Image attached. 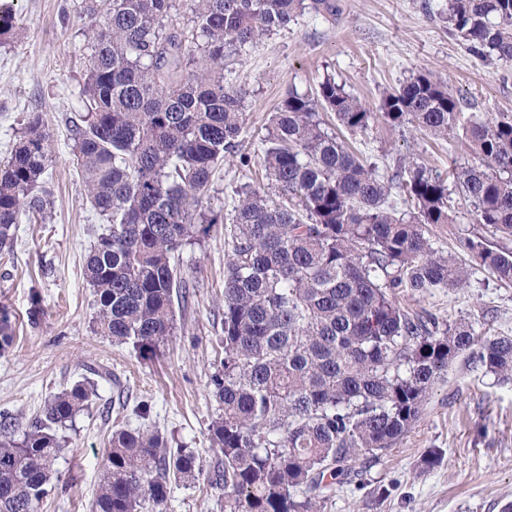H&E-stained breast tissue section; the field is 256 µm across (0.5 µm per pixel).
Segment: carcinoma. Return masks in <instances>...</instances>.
<instances>
[{
  "label": "carcinoma",
  "instance_id": "carcinoma-1",
  "mask_svg": "<svg viewBox=\"0 0 512 512\" xmlns=\"http://www.w3.org/2000/svg\"><path fill=\"white\" fill-rule=\"evenodd\" d=\"M173 8L174 0L82 5L91 52L72 154L111 224L86 263L93 332L141 358L174 335V297L187 296L176 253L218 222L204 197L219 166L251 163L241 139L248 91L224 86V71L300 16L336 12L331 0H193L179 29ZM444 19L474 54L512 64V0H447ZM17 31L16 14L0 6V43ZM461 110L432 74L383 92L373 108L327 74L314 96L292 90L272 116L259 157L270 186L237 190L230 214L224 357L209 381L220 405L209 439L224 456L209 480L224 491V512H321L337 486L365 488L462 354L512 381V336L402 303L465 288L477 267L512 284V248L468 237L466 263L429 237L433 226L458 223L455 189L472 223L512 237V116L464 127L473 158L454 163L451 183L415 159L378 173L321 116L333 113L351 134L382 121L446 138ZM54 155L35 111L0 166V252L12 250L22 217L45 210L35 187ZM395 186L412 209H397ZM96 396L85 377L53 394L21 435L0 425V512H36L55 491L62 432ZM202 473L192 450L172 449L158 431L116 429L93 512H156L172 482Z\"/></svg>",
  "mask_w": 512,
  "mask_h": 512
}]
</instances>
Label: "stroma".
<instances>
[{
  "mask_svg": "<svg viewBox=\"0 0 512 512\" xmlns=\"http://www.w3.org/2000/svg\"><path fill=\"white\" fill-rule=\"evenodd\" d=\"M446 3L336 0L335 16L304 15L236 59L231 80L248 90L247 151L257 148L289 89L314 93L327 73L373 104L383 90L433 72L463 99L462 121L512 115V65L486 61L449 33L442 19ZM80 6L81 0H14L22 28L0 44V163L9 159L31 110L41 112L55 144L42 183L49 205L42 215L22 218L12 254L0 260V310L13 326L12 343L0 349V413L22 433L50 394L81 379L85 366L104 367L111 380H98L96 398L66 430L68 443L54 465V478L67 491L48 496L37 512H93L108 438L117 428L140 426L157 429L170 447L193 450L203 464L197 480L174 484L160 512H224L221 491L207 484L222 460L208 436L219 409L209 377L222 356L216 340L232 233L228 215L236 189L257 183L261 169L229 161L216 173L205 204L219 222L179 253L194 292L187 306L176 307L175 334L156 357L136 358L95 334L96 295L84 267L108 223L72 162L70 122L81 110L79 82L88 56ZM346 140L382 174L408 157L444 174L468 152L462 138L436 140L381 123ZM468 236L494 248L502 243L492 228L467 222L439 225L431 239L458 256ZM35 300L44 314L34 327L28 312ZM420 304L469 319L489 313L495 333L512 336V288L485 270H476L467 288L434 291ZM144 403L151 407L146 417L139 413ZM432 448L442 459L428 467L422 456ZM370 477L372 490L340 486L324 512H501L512 501V383L497 382L467 356L458 357L414 428Z\"/></svg>",
  "mask_w": 512,
  "mask_h": 512,
  "instance_id": "35a3bbf8",
  "label": "stroma"
}]
</instances>
